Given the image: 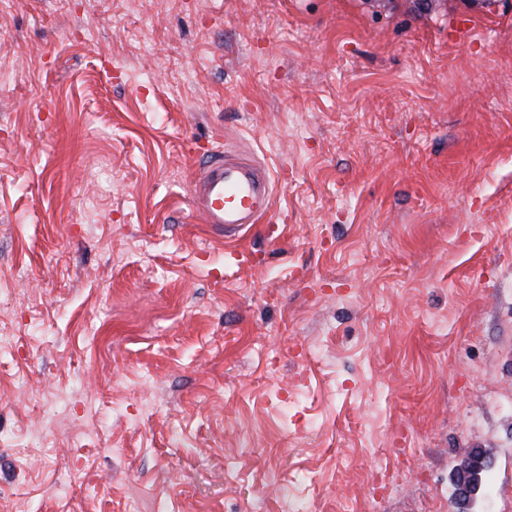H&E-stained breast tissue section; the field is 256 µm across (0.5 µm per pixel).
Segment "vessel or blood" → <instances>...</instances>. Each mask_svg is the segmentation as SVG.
Segmentation results:
<instances>
[{
    "mask_svg": "<svg viewBox=\"0 0 512 512\" xmlns=\"http://www.w3.org/2000/svg\"><path fill=\"white\" fill-rule=\"evenodd\" d=\"M193 205L204 223L223 227L225 238L236 237L269 213L270 175L228 154L214 158L196 185Z\"/></svg>",
    "mask_w": 512,
    "mask_h": 512,
    "instance_id": "vessel-or-blood-1",
    "label": "vessel or blood"
}]
</instances>
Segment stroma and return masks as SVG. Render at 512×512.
<instances>
[{"label": "stroma", "mask_w": 512, "mask_h": 512, "mask_svg": "<svg viewBox=\"0 0 512 512\" xmlns=\"http://www.w3.org/2000/svg\"><path fill=\"white\" fill-rule=\"evenodd\" d=\"M289 503L512 512V0H0V512ZM224 157L210 160L193 195L195 210L205 224L224 227V238L232 239L247 227L257 224L271 210L269 172L253 164Z\"/></svg>", "instance_id": "stroma-1"}]
</instances>
